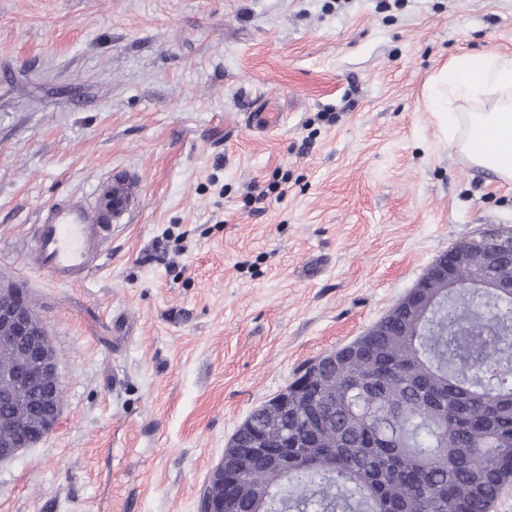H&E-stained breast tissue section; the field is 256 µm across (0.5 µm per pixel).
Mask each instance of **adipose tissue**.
Returning a JSON list of instances; mask_svg holds the SVG:
<instances>
[{
	"label": "adipose tissue",
	"instance_id": "ef3b65f1",
	"mask_svg": "<svg viewBox=\"0 0 512 512\" xmlns=\"http://www.w3.org/2000/svg\"><path fill=\"white\" fill-rule=\"evenodd\" d=\"M428 93L446 103L436 114L440 132L455 135L460 150L476 165L512 182V58L494 53L459 57L440 71ZM491 95L497 102L486 112L453 107L458 98L478 101Z\"/></svg>",
	"mask_w": 512,
	"mask_h": 512
}]
</instances>
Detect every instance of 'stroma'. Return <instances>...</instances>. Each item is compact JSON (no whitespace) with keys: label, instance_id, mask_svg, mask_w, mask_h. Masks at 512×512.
Masks as SVG:
<instances>
[{"label":"stroma","instance_id":"1","mask_svg":"<svg viewBox=\"0 0 512 512\" xmlns=\"http://www.w3.org/2000/svg\"><path fill=\"white\" fill-rule=\"evenodd\" d=\"M485 53L512 57V0H0V277L63 388L52 434L0 462V512H198L256 407L512 226V182L427 95ZM119 172L100 266H28L42 211Z\"/></svg>","mask_w":512,"mask_h":512}]
</instances>
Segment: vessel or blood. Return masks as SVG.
I'll return each instance as SVG.
<instances>
[{"label":"vessel or blood","mask_w":512,"mask_h":512,"mask_svg":"<svg viewBox=\"0 0 512 512\" xmlns=\"http://www.w3.org/2000/svg\"><path fill=\"white\" fill-rule=\"evenodd\" d=\"M133 191L131 181L112 178L93 199L70 197L43 210L30 235L29 264L57 284L82 281L105 253L112 224L127 211Z\"/></svg>","instance_id":"vessel-or-blood-1"}]
</instances>
